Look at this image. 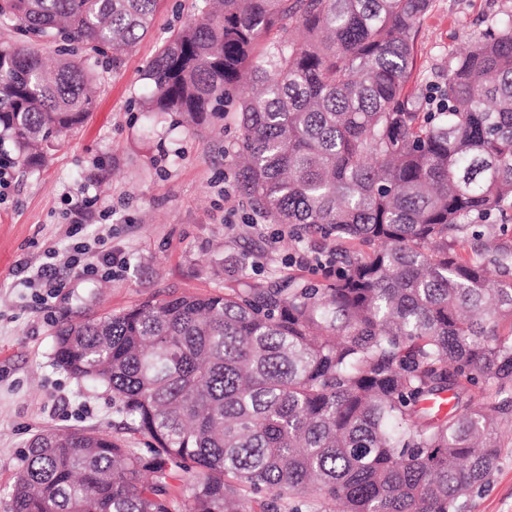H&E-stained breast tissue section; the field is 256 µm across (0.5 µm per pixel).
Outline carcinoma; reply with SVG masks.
Here are the masks:
<instances>
[{
  "instance_id": "cac0c4a2",
  "label": "carcinoma",
  "mask_w": 512,
  "mask_h": 512,
  "mask_svg": "<svg viewBox=\"0 0 512 512\" xmlns=\"http://www.w3.org/2000/svg\"><path fill=\"white\" fill-rule=\"evenodd\" d=\"M159 2L0 0L14 163L39 169L93 107L91 58L36 44L116 60ZM201 2L147 62L143 110L235 103L243 199L335 244L334 273L60 325L56 363L107 387L151 455L39 433L9 512H463L512 416V13L410 95L432 0Z\"/></svg>"
}]
</instances>
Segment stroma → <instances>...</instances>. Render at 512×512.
I'll list each match as a JSON object with an SVG mask.
<instances>
[{
  "instance_id": "35a3bbf8",
  "label": "stroma",
  "mask_w": 512,
  "mask_h": 512,
  "mask_svg": "<svg viewBox=\"0 0 512 512\" xmlns=\"http://www.w3.org/2000/svg\"><path fill=\"white\" fill-rule=\"evenodd\" d=\"M197 5L162 0L151 34L131 52L117 60L95 56L96 104L83 125L43 168L7 169L0 189V512L30 440L42 430H100L127 447H147L105 387L56 365L58 324L181 293L316 278L271 243L276 225L240 194L234 106L194 127L178 114L141 109L149 91L146 63ZM507 12L512 0H433L416 39L409 93L442 82L454 58ZM84 196L98 197L111 215L75 232L70 213ZM258 224L263 234L255 233ZM77 242L121 249L130 266L110 277L61 268L63 288L46 306L18 286L19 261L36 263L45 250L65 253ZM464 512H512V445L501 449L489 484L467 498Z\"/></svg>"
}]
</instances>
